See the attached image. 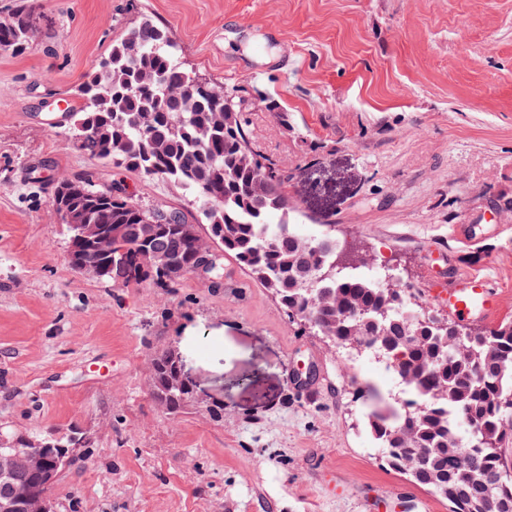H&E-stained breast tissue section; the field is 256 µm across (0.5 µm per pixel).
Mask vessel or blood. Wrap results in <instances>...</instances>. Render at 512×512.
Segmentation results:
<instances>
[{
	"mask_svg": "<svg viewBox=\"0 0 512 512\" xmlns=\"http://www.w3.org/2000/svg\"><path fill=\"white\" fill-rule=\"evenodd\" d=\"M432 290L449 314L468 322L487 321L501 308V291L490 277L462 272L450 261L433 276Z\"/></svg>",
	"mask_w": 512,
	"mask_h": 512,
	"instance_id": "vessel-or-blood-1",
	"label": "vessel or blood"
}]
</instances>
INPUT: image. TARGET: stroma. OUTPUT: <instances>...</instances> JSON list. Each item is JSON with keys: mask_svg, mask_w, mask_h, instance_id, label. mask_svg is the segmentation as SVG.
<instances>
[{"mask_svg": "<svg viewBox=\"0 0 512 512\" xmlns=\"http://www.w3.org/2000/svg\"><path fill=\"white\" fill-rule=\"evenodd\" d=\"M39 4L31 48L0 55V431L93 438L57 512H448L381 466L353 398L358 380L392 393V375L291 326L232 258L220 288L71 269L47 178L119 180L144 207L205 219L173 183L73 150L42 97L72 99L140 17L163 24L187 68L247 100L256 146L292 176L297 232L386 261L434 310L425 254L443 249L499 283L512 319V0ZM166 351L203 394L175 415L150 397ZM301 362L319 378L299 388Z\"/></svg>", "mask_w": 512, "mask_h": 512, "instance_id": "obj_1", "label": "stroma"}]
</instances>
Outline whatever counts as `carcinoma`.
<instances>
[{
	"instance_id": "1",
	"label": "carcinoma",
	"mask_w": 512,
	"mask_h": 512,
	"mask_svg": "<svg viewBox=\"0 0 512 512\" xmlns=\"http://www.w3.org/2000/svg\"><path fill=\"white\" fill-rule=\"evenodd\" d=\"M38 0L0 6V41L22 55L34 42ZM179 59L167 27L145 18L112 42L98 69L84 75L71 125L86 127L72 147L117 169H131L192 190L207 220L209 239L275 295L289 323L327 339L348 356L389 363L397 378L391 403L373 386L360 399L378 401L365 416L383 464L448 502V512H504L512 506V320L494 328L463 326L423 307L421 296L393 270L374 275L366 257L340 260L335 239H304L288 223L289 175L258 153L247 131V103L207 81ZM90 222L122 226L124 260L68 239L70 265L88 259L105 269L103 281L151 282L172 288L206 246L199 226L175 208L146 209L114 183L88 174ZM170 260L165 271L143 267L147 254ZM153 401L180 412L186 386L176 356L151 362ZM80 434L18 439L22 448L0 501L22 502L43 492L38 454L48 466L60 448H82ZM473 456L481 473L466 467Z\"/></svg>"
}]
</instances>
